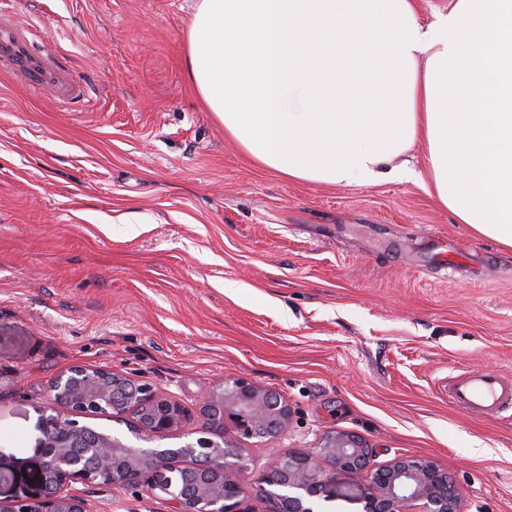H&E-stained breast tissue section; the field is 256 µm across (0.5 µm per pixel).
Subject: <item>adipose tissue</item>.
Segmentation results:
<instances>
[{
	"mask_svg": "<svg viewBox=\"0 0 512 512\" xmlns=\"http://www.w3.org/2000/svg\"><path fill=\"white\" fill-rule=\"evenodd\" d=\"M185 71L258 165L311 184L417 179L512 250V0H197Z\"/></svg>",
	"mask_w": 512,
	"mask_h": 512,
	"instance_id": "ef3b65f1",
	"label": "adipose tissue"
}]
</instances>
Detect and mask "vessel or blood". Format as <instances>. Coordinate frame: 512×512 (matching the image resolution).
Here are the masks:
<instances>
[{
	"instance_id": "1",
	"label": "vessel or blood",
	"mask_w": 512,
	"mask_h": 512,
	"mask_svg": "<svg viewBox=\"0 0 512 512\" xmlns=\"http://www.w3.org/2000/svg\"><path fill=\"white\" fill-rule=\"evenodd\" d=\"M34 37L33 27L20 24L13 12L0 10V75L63 106L83 99L85 88L62 56L39 50ZM448 399L467 413L497 416L512 410V379L466 371L449 378Z\"/></svg>"
}]
</instances>
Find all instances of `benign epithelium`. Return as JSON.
Segmentation results:
<instances>
[{"label": "benign epithelium", "instance_id": "1", "mask_svg": "<svg viewBox=\"0 0 512 512\" xmlns=\"http://www.w3.org/2000/svg\"><path fill=\"white\" fill-rule=\"evenodd\" d=\"M42 410L41 483L35 498L0 502V512H87L74 493L75 481L137 492L161 493L177 512H240L255 494L269 512H317L316 500L336 495V476L369 469L372 449L353 432L338 431L304 452H272L259 478L245 480L247 464L237 439L272 441L284 433L291 409L276 391L243 377L224 380L202 400L199 437L175 448L151 447L176 436L187 408L174 395L104 368L75 365L62 372ZM132 414L124 438L98 430L90 421H115ZM365 512H459V489L434 461L398 456L370 469L368 483L346 488Z\"/></svg>", "mask_w": 512, "mask_h": 512}]
</instances>
